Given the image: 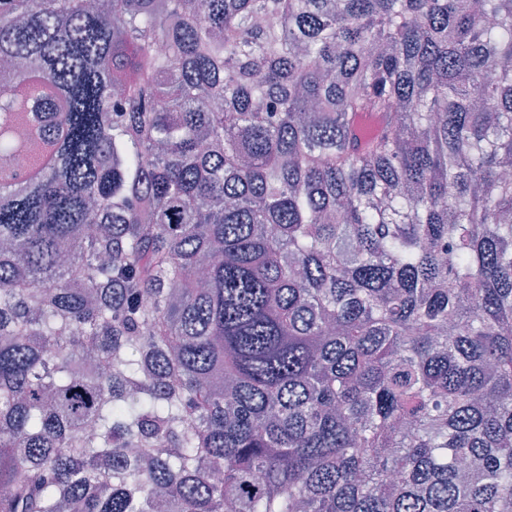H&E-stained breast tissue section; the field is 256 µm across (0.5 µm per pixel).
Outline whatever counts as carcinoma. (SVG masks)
Listing matches in <instances>:
<instances>
[{
  "instance_id": "obj_1",
  "label": "carcinoma",
  "mask_w": 512,
  "mask_h": 512,
  "mask_svg": "<svg viewBox=\"0 0 512 512\" xmlns=\"http://www.w3.org/2000/svg\"><path fill=\"white\" fill-rule=\"evenodd\" d=\"M97 2L0 0V512H512V0Z\"/></svg>"
}]
</instances>
